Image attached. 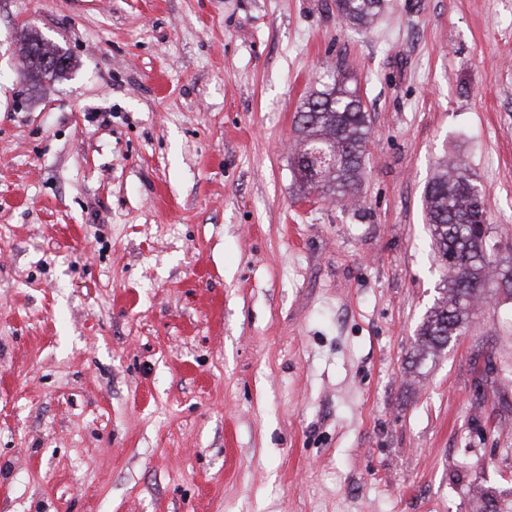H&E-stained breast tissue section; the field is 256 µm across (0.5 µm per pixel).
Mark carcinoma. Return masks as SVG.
<instances>
[{
  "label": "carcinoma",
  "instance_id": "carcinoma-1",
  "mask_svg": "<svg viewBox=\"0 0 512 512\" xmlns=\"http://www.w3.org/2000/svg\"><path fill=\"white\" fill-rule=\"evenodd\" d=\"M382 2L334 0V5L344 24L367 29ZM21 41L29 49L22 77L37 70L47 78L68 68L69 56L64 53L56 57L57 65L41 67L36 53L41 51L42 37L35 30H22ZM369 140V119L356 90L336 78L312 92L298 112L295 126L293 163L300 188L337 203L355 198ZM424 206L446 277L418 332L417 353L423 359L462 335L476 306L492 296L498 277L504 275L486 242L487 216L479 189L463 163L446 158L437 162V171L425 189ZM506 279L511 281L512 274Z\"/></svg>",
  "mask_w": 512,
  "mask_h": 512
}]
</instances>
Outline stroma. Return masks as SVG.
<instances>
[{
  "instance_id": "stroma-1",
  "label": "stroma",
  "mask_w": 512,
  "mask_h": 512,
  "mask_svg": "<svg viewBox=\"0 0 512 512\" xmlns=\"http://www.w3.org/2000/svg\"><path fill=\"white\" fill-rule=\"evenodd\" d=\"M335 77L354 206L289 151ZM451 155L512 268V0H0V512H512V294L415 351ZM383 0H335L337 17L350 27L367 29L380 12ZM21 41L25 45L26 48V58L28 59V65L26 72L22 74L23 80L27 79L29 73L33 70H37L41 72V77L38 81H33V85H36L42 78L52 77L53 75H57L63 72L69 66L70 57L63 53L56 57L58 61L57 65L50 68H41L39 59L49 51L46 49L44 54L40 55L41 47L40 42H42V37L38 32L32 29L22 30L21 33ZM29 49V51H28ZM35 51L39 54V57H36ZM30 53V54H29ZM369 140V119L356 89L336 78L331 85L312 92L298 112L295 126L293 163L300 188L336 203L355 198ZM308 152H335L336 164Z\"/></svg>"
}]
</instances>
